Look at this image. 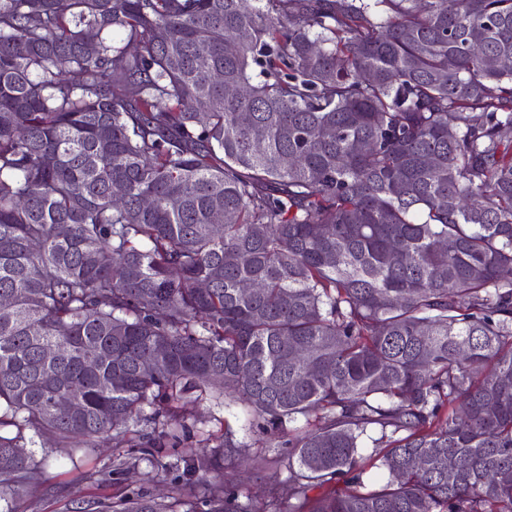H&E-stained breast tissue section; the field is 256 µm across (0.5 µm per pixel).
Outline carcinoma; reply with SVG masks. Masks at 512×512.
<instances>
[{"instance_id":"obj_1","label":"carcinoma","mask_w":512,"mask_h":512,"mask_svg":"<svg viewBox=\"0 0 512 512\" xmlns=\"http://www.w3.org/2000/svg\"><path fill=\"white\" fill-rule=\"evenodd\" d=\"M511 127L512 0H0V501L206 399L204 512H512ZM257 459L253 467L240 473L238 485L240 490L239 501H247L246 496L261 510L266 490L270 484L277 481H284L288 477V472L277 461V449H270L266 453L262 450L261 459Z\"/></svg>"}]
</instances>
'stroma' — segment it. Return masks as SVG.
<instances>
[{"label":"stroma","instance_id":"stroma-1","mask_svg":"<svg viewBox=\"0 0 512 512\" xmlns=\"http://www.w3.org/2000/svg\"><path fill=\"white\" fill-rule=\"evenodd\" d=\"M255 422L254 415L242 405L227 407L207 401L193 408L181 444L153 455L142 448L119 447L84 457L54 441H44L35 448L37 458L44 461L42 482L17 499L14 508L16 512H89L95 502L122 492L166 497L175 485L180 488L181 500L200 501L215 475L211 472L186 475L180 460L188 458L201 439L221 441L228 425L237 431L239 438L253 441L259 436ZM123 461L128 462V470L116 474V465ZM287 477L276 451H267L262 460L240 474V494L250 498L253 504H262L270 484Z\"/></svg>","mask_w":512,"mask_h":512}]
</instances>
